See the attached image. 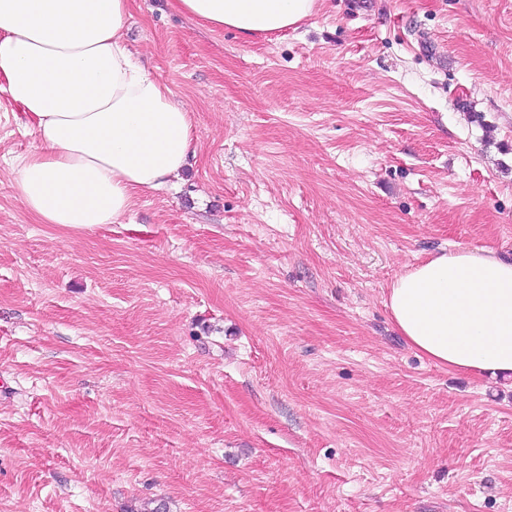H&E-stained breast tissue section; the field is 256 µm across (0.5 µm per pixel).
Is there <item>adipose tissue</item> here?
I'll return each instance as SVG.
<instances>
[{
  "label": "adipose tissue",
  "instance_id": "ef3b65f1",
  "mask_svg": "<svg viewBox=\"0 0 512 512\" xmlns=\"http://www.w3.org/2000/svg\"><path fill=\"white\" fill-rule=\"evenodd\" d=\"M131 0H0V89L34 126L38 147L13 188L43 224H116L136 193L179 177L194 151L190 107L138 65L125 29ZM213 31H283L316 0H176ZM407 343L437 366L512 374V261L481 249L441 252L392 283Z\"/></svg>",
  "mask_w": 512,
  "mask_h": 512
}]
</instances>
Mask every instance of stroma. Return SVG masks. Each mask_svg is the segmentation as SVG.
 Masks as SVG:
<instances>
[{
	"mask_svg": "<svg viewBox=\"0 0 512 512\" xmlns=\"http://www.w3.org/2000/svg\"><path fill=\"white\" fill-rule=\"evenodd\" d=\"M194 112L119 224H41L0 92V512H512V375L431 363L392 281L512 260V0H318L213 32L132 0Z\"/></svg>",
	"mask_w": 512,
	"mask_h": 512,
	"instance_id": "obj_1",
	"label": "stroma"
}]
</instances>
